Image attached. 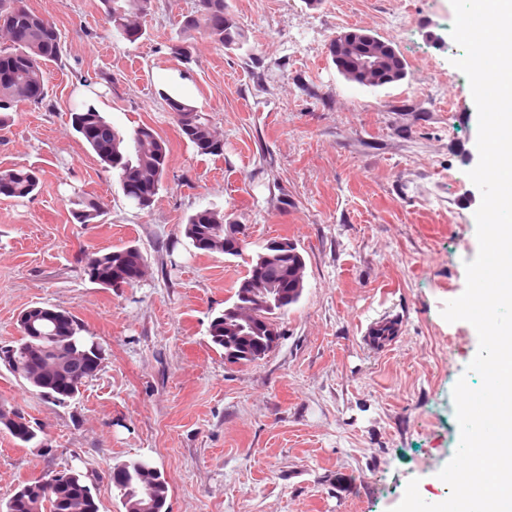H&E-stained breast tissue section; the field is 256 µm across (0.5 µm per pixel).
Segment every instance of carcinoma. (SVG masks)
I'll list each match as a JSON object with an SVG mask.
<instances>
[{
	"mask_svg": "<svg viewBox=\"0 0 512 512\" xmlns=\"http://www.w3.org/2000/svg\"><path fill=\"white\" fill-rule=\"evenodd\" d=\"M104 13L110 25L111 34L118 41L136 42L145 35L143 23L148 13L143 0H102ZM201 35L217 48L234 50L246 43V35L239 23L229 12L226 0H198L197 10L183 16L179 22L177 41L172 52L181 60L192 59L191 40ZM62 57V40L56 24L30 10L24 0H0V128L11 122L10 112L25 103L39 104L47 95L44 66L57 62ZM406 68L398 74L391 69L371 72L363 79H353L360 87L380 88L404 80ZM158 96L170 112L180 135L189 141L196 152L211 156L224 154V141L214 131L208 119L191 101L177 95L171 89L158 90ZM74 131L93 154L97 161L115 175L116 184L128 203L140 210L152 209L158 194L164 187L168 168L169 149L165 140H156L137 126L129 131L122 130L108 121L100 112L96 100L83 99L71 112ZM40 184L38 173L28 168H0V196L5 198H26L34 194ZM71 210L78 224H94L102 215L103 203L88 193L74 194ZM228 216L224 210L209 205L188 215L183 228L184 238L192 244L205 243L202 252L224 253V224ZM147 261L140 248L116 247L109 251H98L88 257L87 270L91 280L104 286L112 285L111 273L115 266L127 275L131 284L139 278L140 264ZM306 262L297 246L281 251L278 263L267 267L250 265L247 273L239 281L234 293L235 299L250 292L252 282L258 281L270 289L267 298L255 310L253 325L248 338L240 333L228 334L224 330V313H218L209 326L210 341L224 355L234 357L247 364L250 357L264 350L271 341L269 320H280L299 303L305 290ZM33 323L42 336H49L54 329L63 325L72 337L68 341L56 342L55 358L62 361L61 376L51 374L34 380L18 369L14 359L1 356L0 361L16 378L40 398L65 405L74 399L93 367V360L87 357L78 363L65 362L68 348H78L92 352L94 337L84 334V326L71 312L55 309L46 312L35 309L23 317ZM19 410L10 407L0 413V428L6 430L21 446L40 445L35 427L15 432L12 430L10 414ZM150 459L140 457L118 462L112 466L111 480L115 498L121 512H128L124 492L142 485L145 476L143 466ZM58 486L33 492L20 484L14 495L34 497L36 512H75L71 502L74 482L89 485L96 479L95 472L84 463L71 464L57 471ZM168 484L163 481L153 490L154 512H166Z\"/></svg>",
	"mask_w": 512,
	"mask_h": 512,
	"instance_id": "obj_1",
	"label": "carcinoma"
}]
</instances>
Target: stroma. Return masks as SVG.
<instances>
[{"mask_svg":"<svg viewBox=\"0 0 512 512\" xmlns=\"http://www.w3.org/2000/svg\"><path fill=\"white\" fill-rule=\"evenodd\" d=\"M62 33L49 96L19 105L0 130V168L37 170L34 196L0 199V345L33 305L71 311L106 350L70 403L30 392L0 365V402L23 411L43 447L0 430V501L24 482L82 459L97 474L100 512H119L110 469L145 456L164 474L167 512H391L418 479L437 476L460 439L452 390L478 349L474 327L447 322L478 253L477 111L453 64L450 0H227L242 49L197 38L193 60L171 52L197 0H156L146 34L118 42L100 0H26ZM362 27L407 63L401 83L346 82L327 55L338 32ZM185 92L224 141L197 155L156 91ZM115 126L151 125L167 141L164 189L129 207L71 126L85 87ZM102 199L94 224L71 217L74 190ZM222 207L248 253L288 238L306 288L280 322L275 351L235 364L210 342L211 319L234 299L242 258L188 246L186 217ZM134 245L147 258L133 286L93 282L86 251ZM393 322L382 345L372 327Z\"/></svg>","mask_w":512,"mask_h":512,"instance_id":"1","label":"stroma"}]
</instances>
